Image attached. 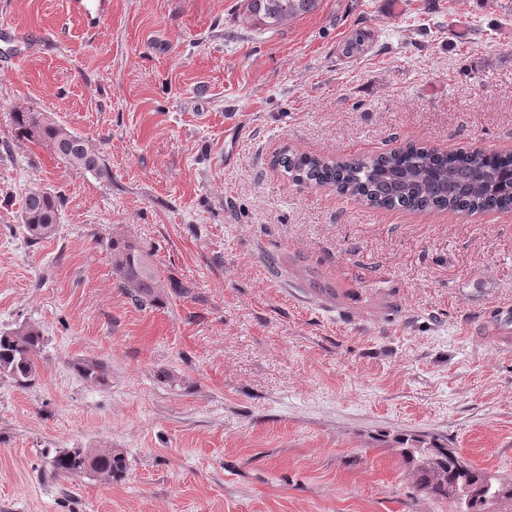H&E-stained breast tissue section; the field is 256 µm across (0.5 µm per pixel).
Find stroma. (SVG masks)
<instances>
[{
  "instance_id": "35a3bbf8",
  "label": "stroma",
  "mask_w": 512,
  "mask_h": 512,
  "mask_svg": "<svg viewBox=\"0 0 512 512\" xmlns=\"http://www.w3.org/2000/svg\"><path fill=\"white\" fill-rule=\"evenodd\" d=\"M244 12L112 0L88 29L67 0H0L36 35L19 66L0 46V329L45 336L36 385L0 380V512H460L413 489L405 432L512 482V212L371 209L272 164L512 149V0H322L272 30ZM21 109L108 177L16 139ZM32 188L63 199L34 246ZM115 235L148 250L159 305L116 288ZM52 448L127 471L54 481Z\"/></svg>"
}]
</instances>
